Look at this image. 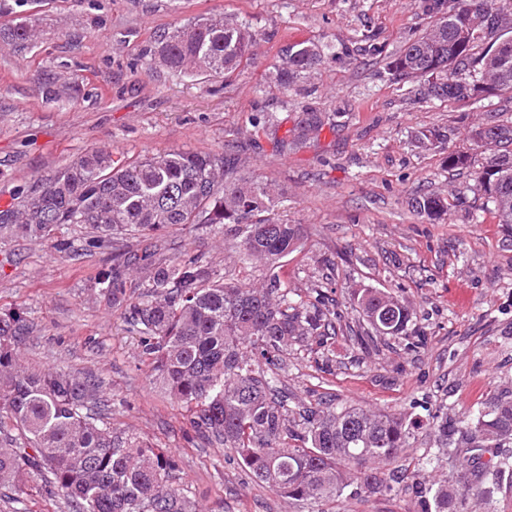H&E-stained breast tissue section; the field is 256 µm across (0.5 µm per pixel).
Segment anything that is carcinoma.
<instances>
[{
  "mask_svg": "<svg viewBox=\"0 0 512 512\" xmlns=\"http://www.w3.org/2000/svg\"><path fill=\"white\" fill-rule=\"evenodd\" d=\"M496 2L453 0L405 44L390 70L423 79L424 95L439 101H477L473 86L482 80L512 93V43L500 50L480 42L460 45L461 30L478 15H499L507 29L502 37L512 34V13ZM34 37L24 20L7 29L19 51ZM253 41L231 18L197 16L158 35L152 56L179 74L222 78L248 61ZM332 55L330 44H290L281 53L278 80L286 85ZM324 125L323 113H302L292 144L318 138ZM451 135L450 129L428 128L413 138L430 150ZM471 139L478 148L493 147L474 172L476 190L512 231V121L488 115ZM278 195L274 184L250 177L231 149L170 150L120 162L92 149L46 186L18 188V202L0 208V241H45L63 224L85 226L100 248L120 236L137 239L142 255L113 252L112 266L95 275L91 288L130 310L142 355L170 399L190 413L191 425L224 440L259 482L293 501H336L351 486L368 495L390 493L405 480L388 465L410 447L412 423L380 410L338 406L331 398L295 414L278 386L288 347L311 337L328 343L341 320L321 288L296 299L282 279L288 256L302 248V233L300 225L271 215ZM408 206L433 222L448 215V203L434 194L417 192ZM186 224L232 225L242 261L262 267L260 283L229 281L197 257L148 261L155 235ZM134 281L143 292L131 302L127 288ZM349 300L355 318L348 329L358 345L409 337L413 309L394 290L359 284ZM27 331L23 311H0V429L9 422L19 431L17 438L0 437V488L20 491L24 475L45 472L73 512H196L184 490L169 483L173 462L162 450L112 428L104 413L93 411L101 388L93 373L22 363ZM429 426L437 433V451L407 485L421 512H470L472 501L491 496L512 476L511 452L477 462L458 486L425 474L456 448L481 451L487 443L502 448L511 441V388L459 419L437 412Z\"/></svg>",
  "mask_w": 512,
  "mask_h": 512,
  "instance_id": "obj_1",
  "label": "carcinoma"
}]
</instances>
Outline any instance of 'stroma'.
Wrapping results in <instances>:
<instances>
[{
  "label": "stroma",
  "mask_w": 512,
  "mask_h": 512,
  "mask_svg": "<svg viewBox=\"0 0 512 512\" xmlns=\"http://www.w3.org/2000/svg\"><path fill=\"white\" fill-rule=\"evenodd\" d=\"M432 0H22L0 13V206L17 186L48 183L88 149L127 159L170 149L223 152L235 147L248 173L283 192L275 214L300 225L301 251L283 270L289 288L323 287L343 321L354 284L399 289L413 307L410 324L426 337L362 354L346 333L288 350L279 387L289 405L330 393L339 403L422 419L396 465L412 470L434 446L425 419L460 417L512 385V233L483 208L473 172L452 169V152L483 156L467 137L486 113L512 119V95L482 101L426 99L419 78L399 79L387 63L434 19ZM217 13L256 35L244 68L203 82L157 63L158 32ZM40 30L38 44L16 52L3 36L14 18ZM329 42L335 56L287 86L272 81L283 47ZM68 92L54 101L41 83ZM326 117L318 139L298 149L278 142L302 112ZM275 115L276 129L253 126ZM421 127L452 129L443 147L411 142ZM447 197L448 217L432 222L409 210L415 192ZM64 250L18 238L0 244V308L21 309L30 327L21 354L29 366L90 371L112 426L162 448L174 461L173 485L197 512H416L410 495H343L303 506L256 481L232 448L199 435L161 391L125 308L90 288L112 264L85 229L66 226ZM159 261L197 257L227 277L255 282L262 272L235 263L238 241L220 224L161 232ZM0 512H73L53 485L27 476L22 492L0 489Z\"/></svg>",
  "instance_id": "1"
}]
</instances>
